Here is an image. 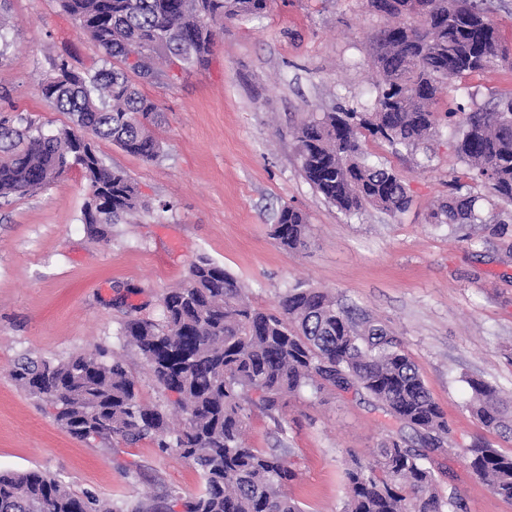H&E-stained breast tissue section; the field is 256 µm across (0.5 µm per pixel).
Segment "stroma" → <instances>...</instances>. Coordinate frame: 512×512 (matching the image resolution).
<instances>
[{
  "mask_svg": "<svg viewBox=\"0 0 512 512\" xmlns=\"http://www.w3.org/2000/svg\"><path fill=\"white\" fill-rule=\"evenodd\" d=\"M7 7L0 111L53 131L68 117L45 101L39 80L57 58L86 70L100 66L102 54L56 0ZM389 22L369 0H271L263 17L225 22L206 66L168 68L141 87L163 111L157 161L98 142L103 163L129 175L143 202L134 223L105 227L103 238L81 221L88 189L79 169L33 195L0 200L1 472L47 473L119 512L172 488L185 499L201 491L200 473L175 451L148 440L72 437L10 371L24 354L63 359L104 346L125 359L142 401L170 404L120 328L133 311L159 319L165 291L204 255L266 311L302 284L382 321L447 415L451 445L430 459L443 492H455L464 512H512L460 456L476 438L512 451V439L466 408L472 377L512 396V230H498L512 203L470 179L455 151L458 121L447 115L512 97V64L458 78L441 94L427 151H398L362 135L370 160L404 178V211L345 215L300 168L293 132L305 119L371 106L374 38ZM452 192L476 198L482 223H431V209ZM285 205L307 217L305 249L286 250L272 236ZM397 429L365 393L305 389L279 419L252 413L248 443L293 463L290 492L303 512H343L346 469Z\"/></svg>",
  "mask_w": 512,
  "mask_h": 512,
  "instance_id": "obj_1",
  "label": "stroma"
}]
</instances>
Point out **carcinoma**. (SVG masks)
Wrapping results in <instances>:
<instances>
[{
    "label": "carcinoma",
    "mask_w": 512,
    "mask_h": 512,
    "mask_svg": "<svg viewBox=\"0 0 512 512\" xmlns=\"http://www.w3.org/2000/svg\"><path fill=\"white\" fill-rule=\"evenodd\" d=\"M383 13L397 22L375 37L372 66L380 77L368 112L340 108L312 115L296 130L301 169L313 188L341 211L370 206L389 213L409 202L393 169L367 159L359 130L395 149L416 151L434 136L443 86L509 61L497 30L477 0H389ZM80 33L102 52V66L54 63L39 85L43 98L70 124L45 133L21 117H0V198L24 196L80 168L88 183L84 224H119L140 206L137 187L106 166L86 140H108L146 163L162 144L152 127L161 107L139 89L160 75L158 64L205 65L216 26L256 17L268 0H58ZM417 16L416 24L403 21ZM470 178L512 202V97L463 113L456 142ZM470 198L450 197L430 213L434 224H476ZM307 220L281 208L272 236L288 250L306 244ZM162 318L132 317L121 327L153 381L178 398L166 410L143 402L126 363L105 351L51 360L23 356L15 383L42 401L57 402L56 421L75 438L135 444L149 439L173 449L201 474L199 494L184 512H303L288 491L296 471L274 451L250 448L245 433L253 410L277 416L304 388L355 389L403 429L345 472L344 512L463 510L444 496L425 463L450 441L444 411L432 397L399 339L381 322L355 320L328 291L296 286L269 313L249 300L237 279L206 256L161 300ZM468 409L484 427L512 436V399L481 378L467 380ZM467 466L500 498L512 501V453L476 439L463 449ZM0 512H120L79 496L37 470L0 473Z\"/></svg>",
    "instance_id": "cac0c4a2"
}]
</instances>
